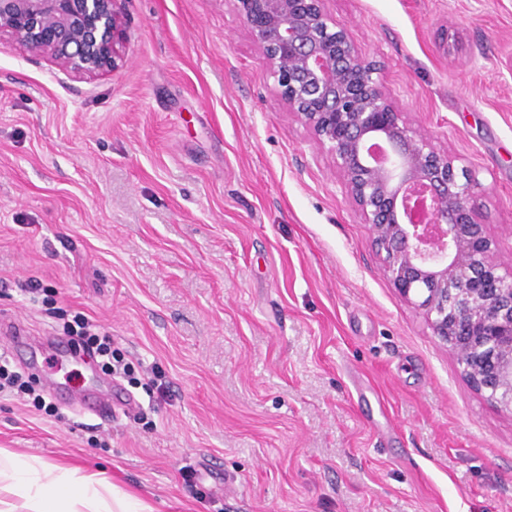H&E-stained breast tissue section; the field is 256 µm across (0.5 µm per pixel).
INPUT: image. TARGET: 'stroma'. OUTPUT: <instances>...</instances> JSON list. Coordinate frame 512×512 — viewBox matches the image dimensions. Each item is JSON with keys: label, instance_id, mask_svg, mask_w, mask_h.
<instances>
[{"label": "stroma", "instance_id": "obj_1", "mask_svg": "<svg viewBox=\"0 0 512 512\" xmlns=\"http://www.w3.org/2000/svg\"><path fill=\"white\" fill-rule=\"evenodd\" d=\"M394 104L476 182L512 264V0H323ZM124 61L78 80L0 41V325L87 315L110 378L50 363L56 416L0 395V448L104 471L156 512H512V411L385 276L331 155L236 0H122ZM165 381V395L152 379Z\"/></svg>", "mask_w": 512, "mask_h": 512}]
</instances>
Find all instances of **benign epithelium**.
Returning a JSON list of instances; mask_svg holds the SVG:
<instances>
[{
	"label": "benign epithelium",
	"instance_id": "7a95c632",
	"mask_svg": "<svg viewBox=\"0 0 512 512\" xmlns=\"http://www.w3.org/2000/svg\"><path fill=\"white\" fill-rule=\"evenodd\" d=\"M120 0H0V35L91 79L118 65ZM279 97L333 156L394 288L424 311L470 384L512 410V266L456 157L406 121L380 69L323 0H237Z\"/></svg>",
	"mask_w": 512,
	"mask_h": 512
}]
</instances>
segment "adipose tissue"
Returning a JSON list of instances; mask_svg holds the SVG:
<instances>
[{
	"label": "adipose tissue",
	"mask_w": 512,
	"mask_h": 512,
	"mask_svg": "<svg viewBox=\"0 0 512 512\" xmlns=\"http://www.w3.org/2000/svg\"><path fill=\"white\" fill-rule=\"evenodd\" d=\"M0 512H154L103 473L0 448Z\"/></svg>",
	"instance_id": "ef3b65f1"
}]
</instances>
